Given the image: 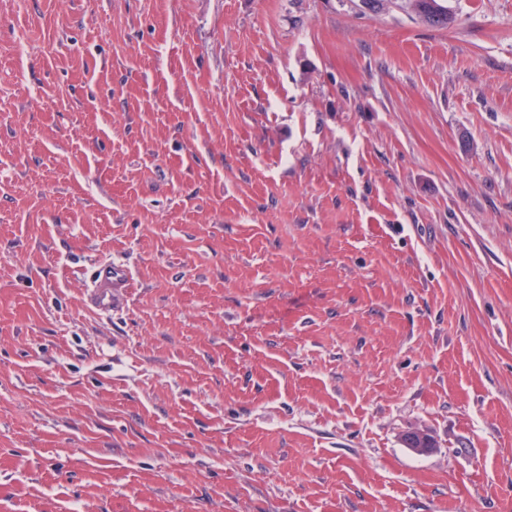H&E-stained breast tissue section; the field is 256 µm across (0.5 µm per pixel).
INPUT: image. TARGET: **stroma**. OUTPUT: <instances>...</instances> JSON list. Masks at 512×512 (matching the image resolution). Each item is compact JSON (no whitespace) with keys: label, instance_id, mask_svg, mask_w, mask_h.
Here are the masks:
<instances>
[{"label":"stroma","instance_id":"35a3bbf8","mask_svg":"<svg viewBox=\"0 0 512 512\" xmlns=\"http://www.w3.org/2000/svg\"><path fill=\"white\" fill-rule=\"evenodd\" d=\"M448 5L0 0V512H512V0ZM445 0H412L410 4L417 15L429 26L443 28L447 27L451 21V15L447 7L441 2ZM432 8L438 12L439 17L434 19L435 14ZM440 15L442 18H440ZM91 301L99 311H112L126 301L130 272L120 262L97 269L92 278Z\"/></svg>","mask_w":512,"mask_h":512}]
</instances>
